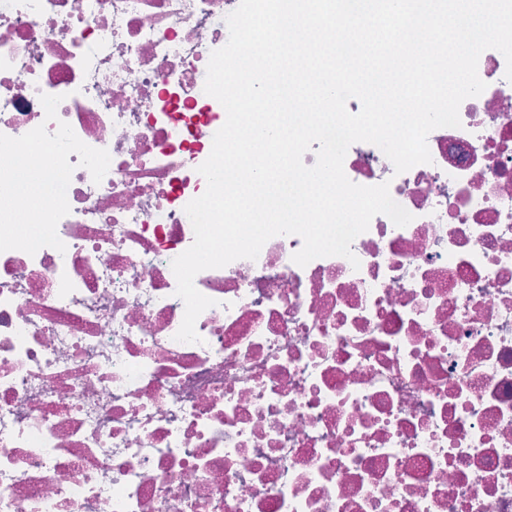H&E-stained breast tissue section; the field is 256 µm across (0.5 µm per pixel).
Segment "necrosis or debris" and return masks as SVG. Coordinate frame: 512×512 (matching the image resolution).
I'll use <instances>...</instances> for the list:
<instances>
[{
  "label": "necrosis or debris",
  "instance_id": "1",
  "mask_svg": "<svg viewBox=\"0 0 512 512\" xmlns=\"http://www.w3.org/2000/svg\"><path fill=\"white\" fill-rule=\"evenodd\" d=\"M240 0H0V512H512V82L395 174L341 256L296 235L172 261L226 120L199 83Z\"/></svg>",
  "mask_w": 512,
  "mask_h": 512
}]
</instances>
